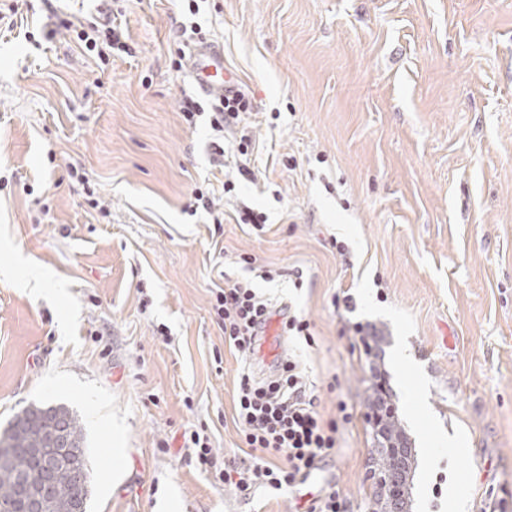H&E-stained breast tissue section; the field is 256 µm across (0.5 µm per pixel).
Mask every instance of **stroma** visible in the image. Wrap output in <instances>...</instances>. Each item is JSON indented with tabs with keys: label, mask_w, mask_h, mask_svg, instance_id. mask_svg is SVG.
<instances>
[{
	"label": "stroma",
	"mask_w": 512,
	"mask_h": 512,
	"mask_svg": "<svg viewBox=\"0 0 512 512\" xmlns=\"http://www.w3.org/2000/svg\"><path fill=\"white\" fill-rule=\"evenodd\" d=\"M183 11L119 0L131 51L106 65L59 25L101 22L96 0H33L0 30V430L31 404L73 409L89 512H294L296 491L240 493L181 450L191 429L225 460L247 450L210 292L249 281L309 318L312 343L287 349L324 417L353 411L323 463L346 512H371L375 328L410 512H512V0H202L251 101L224 130L249 133L250 179L213 163L208 116L180 112ZM197 187L222 223L186 213Z\"/></svg>",
	"instance_id": "1"
}]
</instances>
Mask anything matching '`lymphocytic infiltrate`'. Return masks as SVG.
<instances>
[{
  "instance_id": "f902f5d3",
  "label": "lymphocytic infiltrate",
  "mask_w": 512,
  "mask_h": 512,
  "mask_svg": "<svg viewBox=\"0 0 512 512\" xmlns=\"http://www.w3.org/2000/svg\"><path fill=\"white\" fill-rule=\"evenodd\" d=\"M85 49L109 63L114 52L126 51L121 28L105 22L77 30ZM250 101L244 91L212 99L209 105L184 97L181 112L188 124L201 114H209L215 132L237 122L248 112ZM211 310L224 331V341L242 359L235 392L236 427L251 450L250 457L227 464L215 452L205 431L185 434L184 446L197 465L222 483L240 492L255 488L279 491L298 486L301 479L336 449L339 420H350L345 402H337L338 418H324L319 397L308 385L295 358L284 360L277 374L255 376L249 359L262 329L272 316V304L250 283L237 282L211 292Z\"/></svg>"
}]
</instances>
